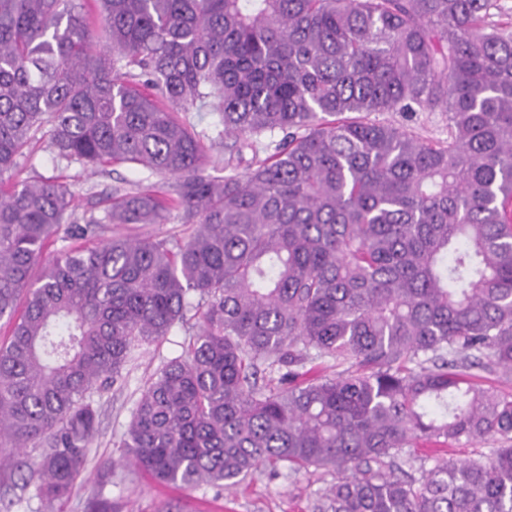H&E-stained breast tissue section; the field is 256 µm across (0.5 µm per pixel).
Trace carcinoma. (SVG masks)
Returning <instances> with one entry per match:
<instances>
[{
	"instance_id": "1",
	"label": "carcinoma",
	"mask_w": 512,
	"mask_h": 512,
	"mask_svg": "<svg viewBox=\"0 0 512 512\" xmlns=\"http://www.w3.org/2000/svg\"><path fill=\"white\" fill-rule=\"evenodd\" d=\"M499 0H0V483L26 469L61 512L97 384L189 312L185 355L143 386L121 443L155 480L236 485L327 469L319 512H512V24ZM218 137L257 166L205 174ZM444 112L429 143L379 112ZM134 164L108 224L194 225L183 243L71 220L73 195L12 173ZM70 245L56 248L59 235ZM487 362H482V359ZM344 369L320 374L319 363ZM494 438L420 477L405 448ZM43 449L31 462L25 449ZM465 371L473 376V380L483 387H492L503 393L512 394V371L497 369L493 372L481 368H468Z\"/></svg>"
}]
</instances>
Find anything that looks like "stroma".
Segmentation results:
<instances>
[{
    "instance_id": "obj_1",
    "label": "stroma",
    "mask_w": 512,
    "mask_h": 512,
    "mask_svg": "<svg viewBox=\"0 0 512 512\" xmlns=\"http://www.w3.org/2000/svg\"><path fill=\"white\" fill-rule=\"evenodd\" d=\"M380 120L412 130L432 143L448 140V117L442 112H383ZM21 175L54 178L70 185L78 222L105 221L107 198L115 185L130 189L164 187V178L142 168L115 164L89 170L80 163H52L45 143H38L21 163ZM198 330L196 318L176 325L162 340L136 350L121 378L94 395L99 408L98 431L86 450V463L63 512H96L108 504L112 512H314L320 494L336 474L332 471L288 473L286 468L259 467L233 488L204 484L187 489L163 484L133 465L118 464L120 443L145 382L167 361L180 356Z\"/></svg>"
}]
</instances>
